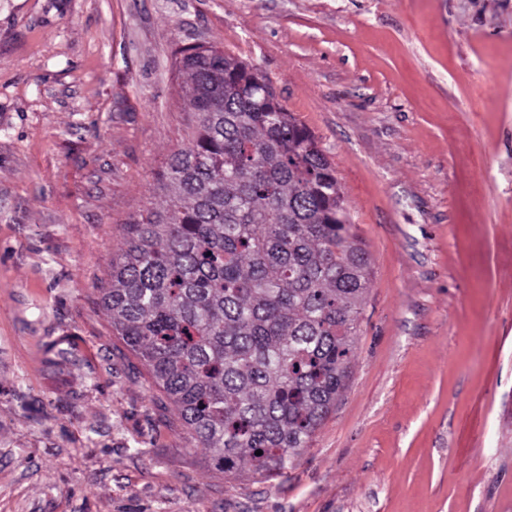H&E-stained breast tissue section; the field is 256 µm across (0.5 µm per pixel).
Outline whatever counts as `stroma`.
<instances>
[{
	"label": "stroma",
	"mask_w": 512,
	"mask_h": 512,
	"mask_svg": "<svg viewBox=\"0 0 512 512\" xmlns=\"http://www.w3.org/2000/svg\"><path fill=\"white\" fill-rule=\"evenodd\" d=\"M196 44L318 137L372 263L345 390L259 482L96 289ZM0 512H512V0H0Z\"/></svg>",
	"instance_id": "35a3bbf8"
}]
</instances>
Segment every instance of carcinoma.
<instances>
[{
	"label": "carcinoma",
	"mask_w": 512,
	"mask_h": 512,
	"mask_svg": "<svg viewBox=\"0 0 512 512\" xmlns=\"http://www.w3.org/2000/svg\"><path fill=\"white\" fill-rule=\"evenodd\" d=\"M192 114L130 217L100 303L212 463L270 477L309 446L350 376L371 260L314 133L257 69L180 52ZM262 454H256V451Z\"/></svg>",
	"instance_id": "obj_1"
}]
</instances>
